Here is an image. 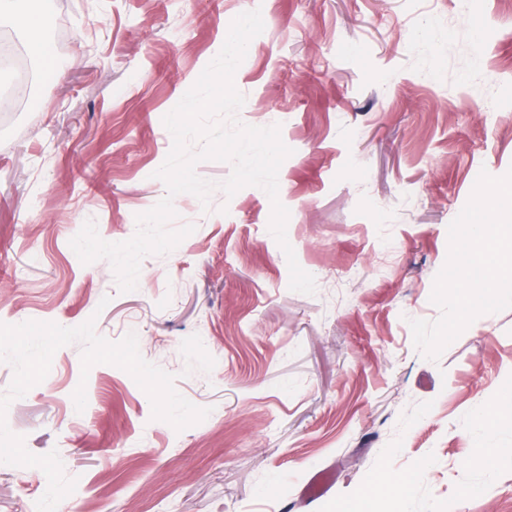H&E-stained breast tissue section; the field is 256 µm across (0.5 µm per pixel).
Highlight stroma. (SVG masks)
<instances>
[{
	"instance_id": "35a3bbf8",
	"label": "stroma",
	"mask_w": 512,
	"mask_h": 512,
	"mask_svg": "<svg viewBox=\"0 0 512 512\" xmlns=\"http://www.w3.org/2000/svg\"><path fill=\"white\" fill-rule=\"evenodd\" d=\"M61 42L21 111L0 114V323L137 331L141 356L209 408L175 431L109 364L61 347L6 420L77 485L57 512H512V421L486 404L512 375V308L475 319L440 355L410 320H437L448 226L480 171L512 168V0H36ZM260 10L234 84L242 122L280 125L287 238L317 290L289 288L271 202L247 186L141 262L119 292L106 260L70 246L87 220L108 242L166 194L162 123ZM85 384L87 405L72 395ZM320 470L334 482L308 500ZM37 468L0 464V512H36Z\"/></svg>"
}]
</instances>
